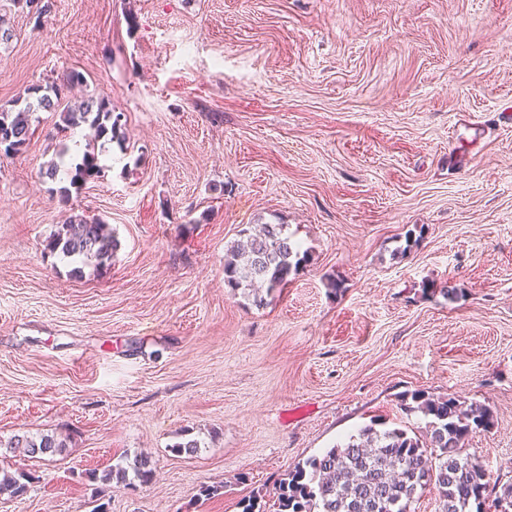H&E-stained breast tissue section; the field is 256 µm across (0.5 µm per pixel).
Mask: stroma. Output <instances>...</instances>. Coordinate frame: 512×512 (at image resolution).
<instances>
[{
  "label": "stroma",
  "instance_id": "1",
  "mask_svg": "<svg viewBox=\"0 0 512 512\" xmlns=\"http://www.w3.org/2000/svg\"><path fill=\"white\" fill-rule=\"evenodd\" d=\"M53 4L38 28L0 0V109L75 70L122 127L66 202L42 173L83 130L44 112L0 153V462L36 476L0 512H92L90 472L142 452L108 512H241L371 422L420 433L418 390L490 406L461 454L512 482V0ZM71 215L111 225L106 273L47 250ZM265 222L311 260L256 307L224 253ZM7 448H23L24 452L32 458L38 456H54L66 448L64 440L49 434L36 436L15 435L8 442Z\"/></svg>",
  "mask_w": 512,
  "mask_h": 512
}]
</instances>
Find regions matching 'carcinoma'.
Wrapping results in <instances>:
<instances>
[{
	"mask_svg": "<svg viewBox=\"0 0 512 512\" xmlns=\"http://www.w3.org/2000/svg\"><path fill=\"white\" fill-rule=\"evenodd\" d=\"M33 16L35 25L43 26L50 17V0H13ZM79 72H66L42 85L29 88V97L14 110L0 111V147L6 155L22 153L31 140V116L35 112L59 115L57 132L89 126L95 138H115L120 130L121 114L112 112V104L93 93L78 105L60 109L62 89L81 85ZM69 148L63 147L58 160L51 162L44 175L54 180L61 171L69 176L70 187L62 190L61 200L69 199L70 189L80 190L90 180L105 176L95 144H85L81 161H67ZM424 228L405 233L404 255L418 247ZM118 246L110 225L98 218L70 215L49 236L46 247L82 266L71 273L83 276V267L92 266L100 274L112 265ZM308 253L288 236L284 224H264L256 234L235 241L224 254V283L235 293L261 307L266 296L288 285L308 262ZM408 409L423 413L426 423L422 434H409L399 428L379 430L367 425L342 444L326 449L299 464L280 480L273 503L275 512H406L419 492L433 487L439 495L440 512H512V483L496 488L484 466L461 456L460 449L473 435L489 429L493 411L482 404L462 405L453 396L433 397L423 391L410 394ZM66 447L64 440L49 434L15 435L8 448H21L28 456H54ZM152 476L151 459L137 455L125 464H117L102 475H91L100 482L99 498L114 486L146 484ZM36 476L24 471L9 472L0 467V496L21 497L28 492Z\"/></svg>",
	"mask_w": 512,
	"mask_h": 512,
	"instance_id": "1",
	"label": "carcinoma"
}]
</instances>
